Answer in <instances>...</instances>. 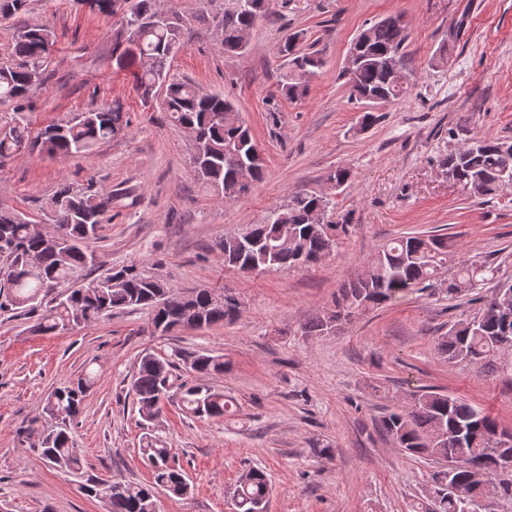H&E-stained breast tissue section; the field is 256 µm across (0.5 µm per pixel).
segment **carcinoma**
I'll return each mask as SVG.
<instances>
[{"instance_id":"obj_1","label":"carcinoma","mask_w":512,"mask_h":512,"mask_svg":"<svg viewBox=\"0 0 512 512\" xmlns=\"http://www.w3.org/2000/svg\"><path fill=\"white\" fill-rule=\"evenodd\" d=\"M246 11L232 0H224L217 16L220 45L226 55H241L246 47L243 33L265 11L266 0ZM155 0H132L122 13L117 34L136 44L132 61L139 65L135 83L144 102L163 92L161 112L165 119L194 133L192 163L198 178L213 191L231 200L247 193L264 177L265 161H248V152L257 146L250 128L242 124L234 102L217 94H203L189 81L171 73V60L185 47L186 20L172 11L160 23ZM363 62L354 70L341 72L347 79L350 96L364 101L381 93L392 101L403 96L409 85L389 77L384 63L398 57L405 60L408 33L401 16L385 17L360 31L357 36ZM306 33L288 36L279 48L287 60L280 73L281 93L296 99L306 90L302 75L322 65L315 51L301 48ZM53 32L39 24H28L13 37L11 51L0 57V106L14 112L11 122L0 126V165L19 148L29 147L55 158L84 155L116 136L129 123L118 101L95 109L71 114L31 136L22 113L26 111L32 86L29 72L42 69L50 54ZM439 165L452 172L458 189L468 198L492 200L512 189V142L502 139L470 140L461 151L449 153ZM112 201L93 185L76 190L63 185L45 204V216L64 227L65 239L49 244L33 235L30 221L17 211L0 205V238L16 242V249L0 252V313L12 312L36 318L35 331L61 332L67 326L88 325L115 309L148 308L154 329L170 332L193 329L187 317L193 305L203 317L200 327L233 319L239 312L234 300L219 304L211 289L195 288L180 292L164 281L125 266L81 287L91 266L92 253L86 242L95 236ZM324 207L333 210L328 194L299 192L288 203L273 208L263 223L251 224L244 231L254 245L244 247L238 239L224 237L218 244L224 265L241 270L277 272L298 265L313 264L338 247L349 234L347 219L323 227L308 220L310 212ZM33 257L36 268L29 270L25 255ZM448 266V242L444 235H404L376 248L357 274L343 285L333 307L308 326L316 335L328 333L341 322L414 292L441 295L448 300L468 298L475 312L448 328L436 338V350L450 364L481 369L495 367L494 358L512 351V294L495 288L490 296L468 297L477 282L495 278L497 267L488 261L463 263L456 273L440 279ZM69 285L60 296L56 289ZM197 376L224 372V358L200 352L176 351L170 358L146 354L140 358L131 380V391L139 414L156 415L162 399L168 397L170 379L176 364ZM94 377L86 374L77 385L58 387L46 398L45 408L56 425L42 434L35 444L42 460L50 467L77 472L81 456L69 422L81 411ZM182 412L197 417H224L234 413L224 392L196 383H182L177 392ZM383 431L405 455L437 464L431 482L456 486L452 495L426 497L412 512H481L473 494L472 468L485 470V481L497 489L498 499L512 504V465L499 463L497 445L505 430L486 409L461 398L426 390L413 393L382 417ZM141 453L152 469L149 484L91 482L84 491L90 498L105 501L107 512H158V490L180 497L189 494L183 470L176 465L171 449L152 436L142 440ZM271 485L266 473L251 468L238 479L232 491L236 512H264Z\"/></svg>"}]
</instances>
